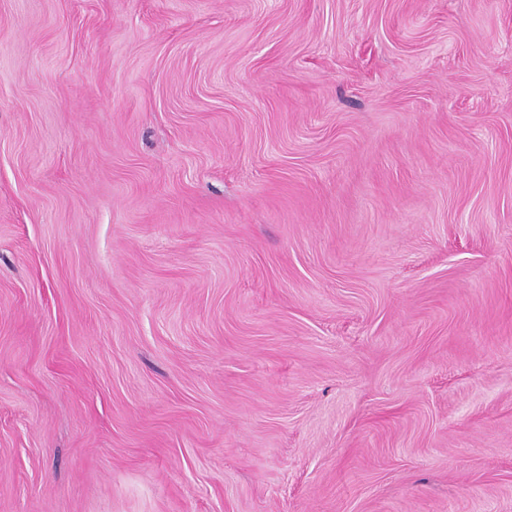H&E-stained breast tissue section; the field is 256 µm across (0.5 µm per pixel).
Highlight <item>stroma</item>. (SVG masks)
<instances>
[{
  "mask_svg": "<svg viewBox=\"0 0 512 512\" xmlns=\"http://www.w3.org/2000/svg\"><path fill=\"white\" fill-rule=\"evenodd\" d=\"M0 512H512V0H0Z\"/></svg>",
  "mask_w": 512,
  "mask_h": 512,
  "instance_id": "obj_1",
  "label": "stroma"
}]
</instances>
